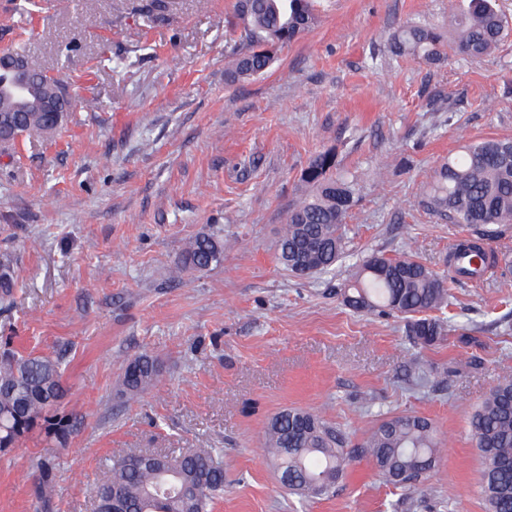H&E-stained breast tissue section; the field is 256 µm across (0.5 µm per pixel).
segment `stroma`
<instances>
[{
    "label": "stroma",
    "instance_id": "obj_1",
    "mask_svg": "<svg viewBox=\"0 0 512 512\" xmlns=\"http://www.w3.org/2000/svg\"><path fill=\"white\" fill-rule=\"evenodd\" d=\"M235 0H0V49L26 40L74 110L49 141L0 151V259L18 278L0 298V345L61 357L63 413L76 431L57 461L55 512H95L108 460L218 448L213 512H485L469 419L512 371V273L456 277L447 258L478 227L427 211L434 169L470 141L512 139V36L473 59L428 64L390 50L407 21L448 32V0H326L321 20L262 76L224 82ZM51 29L45 39L43 29ZM96 111L83 107L87 96ZM332 150L355 188L348 251L300 280L277 262L309 159ZM207 232L223 262L177 271ZM404 253L445 277V339L422 348L395 315L343 302L345 270ZM148 354L158 386L118 395L124 364ZM427 374L420 385L410 367ZM301 407L358 445L380 419L415 413L445 441L419 490L384 481L355 454L333 495L287 493L262 440ZM35 434L0 455V512H35Z\"/></svg>",
    "mask_w": 512,
    "mask_h": 512
}]
</instances>
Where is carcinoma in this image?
Segmentation results:
<instances>
[{"instance_id":"1","label":"carcinoma","mask_w":512,"mask_h":512,"mask_svg":"<svg viewBox=\"0 0 512 512\" xmlns=\"http://www.w3.org/2000/svg\"><path fill=\"white\" fill-rule=\"evenodd\" d=\"M239 44L231 52L224 72L226 83L248 80L263 74L273 63L278 49L313 28L318 21L317 0H236ZM453 41L446 45L431 26L407 22L393 35L391 47L397 56L409 54L437 61L452 53L463 59L476 58L496 49L506 24L496 0H468L459 7L449 4ZM9 52L26 58L36 82L44 68L17 43ZM11 121L14 134L0 140L6 147L15 134L49 140L58 132L64 114L48 117L42 112L0 115ZM301 179L311 192L288 210L278 240L277 260L291 274L309 277L328 273L343 259L347 245L342 223L354 202V189L336 174V157L330 151L315 154ZM428 211L448 218L451 224L488 226L512 224V140L485 139L469 143L448 157L436 170L423 197ZM478 253L483 246L458 242L450 255L455 274L477 280L485 267L471 268L460 259ZM224 258V242L201 232L178 258L180 269L206 270ZM344 302L361 313L388 311L408 322V336L421 347L445 338L443 321L430 315L448 304L447 281L413 256H371L350 273ZM160 368L156 359L138 355L128 360L122 373L121 392L137 397L157 386ZM64 369L59 359L45 355L0 354V452L19 444L33 430H44L49 450L65 449L72 431L71 418L48 403V389L65 394ZM470 434L482 459L479 491L486 512H512V372L498 379L493 390L474 412ZM264 448L280 474L285 490L301 497L318 477L329 489L346 473L351 462L345 437L332 423L301 408L276 414L264 434ZM363 452L384 478L394 486L414 491L422 477L434 470L440 441L433 423L416 414L395 415L374 426L361 444ZM163 464L173 471V485L163 483L154 458L111 460L110 478L96 493L100 500L121 496L124 512H142L150 495L148 512H209L224 494V465L214 448H191L164 455ZM56 473L52 455L36 463L32 495L40 512H53Z\"/></svg>"}]
</instances>
